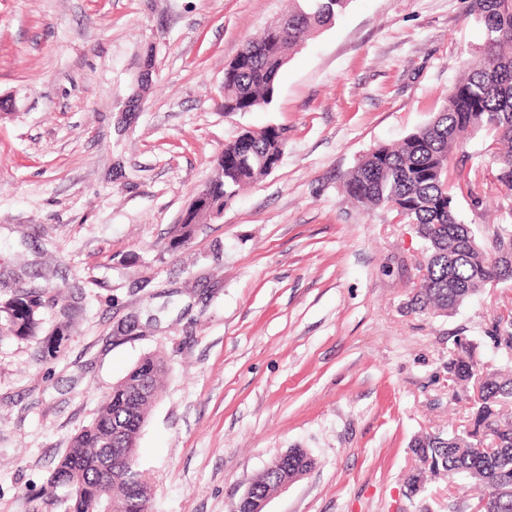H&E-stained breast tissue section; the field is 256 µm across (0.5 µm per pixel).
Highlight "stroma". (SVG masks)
<instances>
[{
    "instance_id": "35a3bbf8",
    "label": "stroma",
    "mask_w": 512,
    "mask_h": 512,
    "mask_svg": "<svg viewBox=\"0 0 512 512\" xmlns=\"http://www.w3.org/2000/svg\"><path fill=\"white\" fill-rule=\"evenodd\" d=\"M288 0H0V296L20 275L84 313L57 350L0 325V512H64L47 477L142 356L164 390L137 456L148 512H230L278 455L313 469L266 512H469L411 497V441L472 426L456 339L488 334L512 281L450 316L408 312L425 243L344 200L373 149L426 125L483 35L467 0H351L283 67L272 103L224 113V66ZM153 85L120 121L146 52ZM283 128L279 165L190 244L166 245L226 143Z\"/></svg>"
}]
</instances>
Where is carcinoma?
Instances as JSON below:
<instances>
[{"instance_id":"obj_1","label":"carcinoma","mask_w":512,"mask_h":512,"mask_svg":"<svg viewBox=\"0 0 512 512\" xmlns=\"http://www.w3.org/2000/svg\"><path fill=\"white\" fill-rule=\"evenodd\" d=\"M283 17L249 38L224 67V111L252 112L270 104L281 68L310 34L335 22L350 0H292ZM468 13L482 26L483 47L467 60L443 106L425 126L400 142L380 145L350 173L346 198L365 208H387L416 226L426 242V273L413 289L407 308L415 314L451 315L487 285L512 281V268L496 258L498 245L512 240V208L500 213L492 235L480 241L473 224L458 218L450 190L457 170L470 205L480 209L487 190L512 192V0H469ZM485 134V172L471 164L466 139ZM284 129L246 130L224 146V178L207 186L224 211L239 191L269 175L280 163ZM194 224H176L167 250L188 245ZM55 308L47 291L20 287L0 299V324L14 336L39 335L45 313ZM80 310L60 311L50 339L59 346ZM491 335L504 353L512 352V312L504 309L491 324ZM166 372L158 354L143 357L104 396L97 416L73 435L48 478L49 504L66 512H147L152 488L139 468L136 448L141 429L159 396ZM481 374L472 350L459 343L448 358V375L460 387ZM512 374L494 371L482 382L473 403V429L427 433L413 442L420 467L404 478L407 494L418 495L426 478L446 477L480 489L483 512H512ZM314 460L300 448L281 455L253 482L231 512H256L285 476L310 471Z\"/></svg>"}]
</instances>
